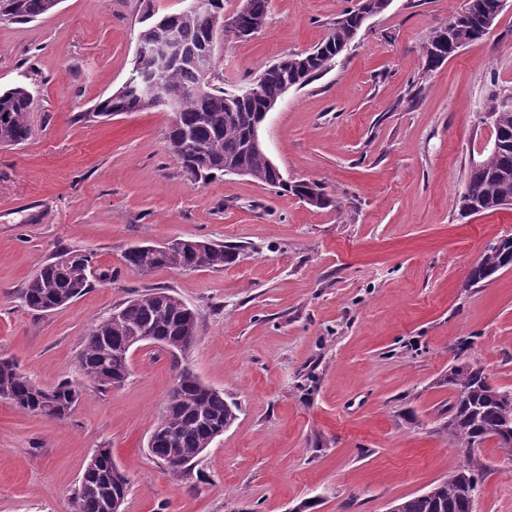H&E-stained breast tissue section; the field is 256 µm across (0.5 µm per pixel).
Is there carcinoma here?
<instances>
[{
	"label": "carcinoma",
	"instance_id": "obj_1",
	"mask_svg": "<svg viewBox=\"0 0 512 512\" xmlns=\"http://www.w3.org/2000/svg\"><path fill=\"white\" fill-rule=\"evenodd\" d=\"M389 0H359L356 7L336 19L327 37L313 50L281 57L245 88L255 93L242 101L236 110L224 109V88L219 73L212 72L205 88L198 59L215 50L220 38L213 35L209 19L197 15L174 18L175 42L162 44L165 28L142 20L138 37L149 51L148 59L134 61L131 75L116 92L101 100L96 110L104 115L141 112L152 108L147 91L160 89L163 96L177 105L176 122L168 131L167 141L180 142L183 132L192 136L182 150L193 159L189 171L192 181L207 183L224 174V166L246 168L256 181L299 195L303 189L312 193L313 206L326 208L332 200L316 184H289L280 170L272 168L266 158L247 148L252 126L268 104L283 96L284 82L304 85L331 67L345 49L354 31L361 28L365 17L381 14ZM248 14L241 18V29L248 32L255 21L266 20L269 0H247ZM504 0H475L467 15L452 18V35L437 28L424 48L428 66L433 67L452 54L450 38L472 42L489 33L502 11ZM54 0H0V16L12 23H28L52 13ZM32 105L30 90L24 85L0 91V144L20 145L29 137L28 112ZM489 111L495 117L497 149L473 165L459 197L460 211L484 213L497 210L496 200L503 176L512 179V104L492 99ZM236 250L211 244L204 250L186 242L178 249L128 250L123 259L137 271L159 268L184 270H222L234 261ZM512 269V240H499L488 247L471 269L469 282L478 285L501 270ZM91 271L87 264L75 266L66 276L56 270V262L44 264L24 283L20 295L31 311L53 312L85 295ZM120 321L107 315L94 324L82 340L78 366L82 379L101 390L122 385L128 378L129 353L125 352L133 330L144 328L151 344L168 351L174 363L185 357L199 333L197 313L165 288H155L115 307ZM177 387L170 390L163 411L167 435L149 447L150 453L167 463L171 476L178 480L186 475L195 460L210 446L211 431L231 426L236 420V406L224 396L205 392V384L187 366L178 369ZM443 384L454 394L448 405V437L464 452L448 480L430 490L427 496L416 495L398 500L400 512H471L487 474L477 453L488 440L512 458V391H504L488 381L484 370L470 364L454 365L443 378ZM51 396L56 407L45 410L44 398ZM0 396L14 406L52 419L69 417L81 396L80 387L63 381L53 388L35 384L8 358L0 359ZM128 493V479L112 459V449L97 455L73 496L75 512H114L123 509Z\"/></svg>",
	"mask_w": 512,
	"mask_h": 512
}]
</instances>
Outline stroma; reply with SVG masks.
I'll use <instances>...</instances> for the list:
<instances>
[{
  "label": "stroma",
  "instance_id": "35a3bbf8",
  "mask_svg": "<svg viewBox=\"0 0 512 512\" xmlns=\"http://www.w3.org/2000/svg\"><path fill=\"white\" fill-rule=\"evenodd\" d=\"M358 0H270L265 27L216 51L225 87L311 49ZM181 0H61L28 24L0 22V89L26 85L33 134L0 146V358L50 388L80 382L89 329L117 304L170 289L198 314L187 364L238 406L180 480L147 448L175 378L168 354L133 349L118 388L80 383L52 420L0 399V512H70L82 469L108 448L127 475L124 512H389L447 480L444 429L461 363L512 390V269L469 285L512 232V208L461 216L472 162L492 149V97L512 96V0L493 29L427 67L433 31L464 0H391L330 69L290 90L260 129L312 207L250 177L202 184L166 141L169 112L94 117L127 80L139 19ZM195 238L235 247L223 270L144 274L124 252ZM88 258L91 290L48 314L20 299L43 264ZM473 512H512V459L479 449Z\"/></svg>",
  "mask_w": 512,
  "mask_h": 512
}]
</instances>
